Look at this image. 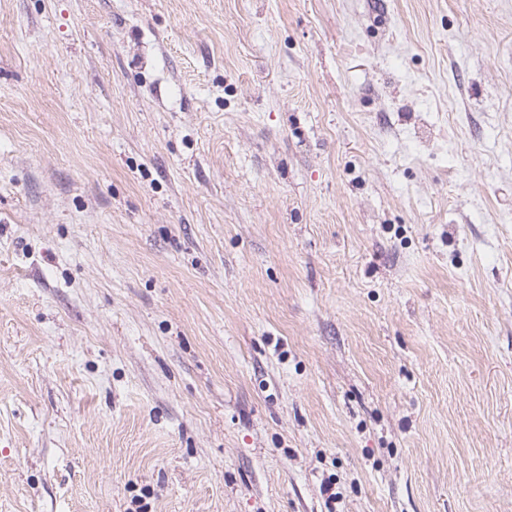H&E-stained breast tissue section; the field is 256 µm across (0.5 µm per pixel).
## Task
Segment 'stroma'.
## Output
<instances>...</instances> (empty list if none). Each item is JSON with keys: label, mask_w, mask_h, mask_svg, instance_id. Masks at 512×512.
I'll return each instance as SVG.
<instances>
[{"label": "stroma", "mask_w": 512, "mask_h": 512, "mask_svg": "<svg viewBox=\"0 0 512 512\" xmlns=\"http://www.w3.org/2000/svg\"><path fill=\"white\" fill-rule=\"evenodd\" d=\"M0 512H512V0H0Z\"/></svg>", "instance_id": "obj_1"}]
</instances>
